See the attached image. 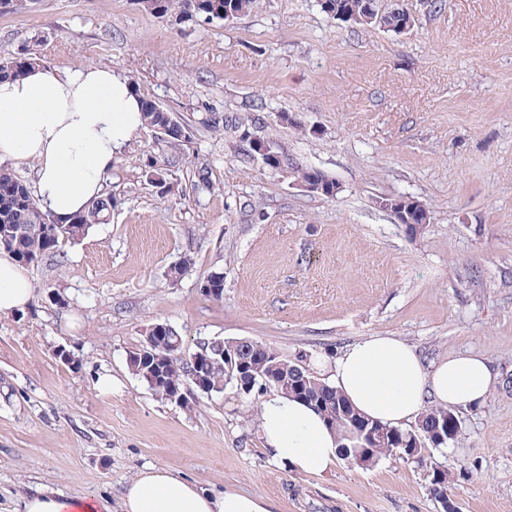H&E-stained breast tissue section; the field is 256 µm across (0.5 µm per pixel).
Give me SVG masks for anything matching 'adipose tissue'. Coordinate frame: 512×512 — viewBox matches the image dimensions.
Listing matches in <instances>:
<instances>
[{"instance_id":"1","label":"adipose tissue","mask_w":512,"mask_h":512,"mask_svg":"<svg viewBox=\"0 0 512 512\" xmlns=\"http://www.w3.org/2000/svg\"><path fill=\"white\" fill-rule=\"evenodd\" d=\"M145 127L141 97L112 68L84 66L61 74L37 66L0 81V162L34 164L35 199L58 223L101 195L114 159ZM33 298L25 270L0 257V317L24 312ZM316 365L328 385L363 415L392 426L418 418L427 400L451 408L480 406L496 376L486 356L463 354L424 366L407 342L371 336ZM260 434L285 468L301 474L333 469L342 440L306 404L282 395L262 401ZM274 512L270 499L206 490L169 467H151L126 487L119 504L66 495L48 485L24 498L22 512Z\"/></svg>"}]
</instances>
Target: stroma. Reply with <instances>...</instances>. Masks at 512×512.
<instances>
[{"instance_id": "stroma-1", "label": "stroma", "mask_w": 512, "mask_h": 512, "mask_svg": "<svg viewBox=\"0 0 512 512\" xmlns=\"http://www.w3.org/2000/svg\"><path fill=\"white\" fill-rule=\"evenodd\" d=\"M380 3L413 27L347 24L317 0H255L233 21L182 25L134 0H20L0 14V57L29 47L60 72L112 67L188 128L176 144L141 132L106 180L110 223L26 265L31 306L0 318V512L39 485L116 503L150 466L275 512H440L437 465L460 512H512V0ZM210 113L264 116L259 133L289 167L203 126ZM296 167L339 192L305 191ZM399 195L429 209L420 234L378 207ZM215 271L217 300L203 291ZM156 323L189 354L251 338L303 365L394 336L427 365L484 353L497 384L457 409L455 441L422 462L300 474L265 448L261 396L229 387L185 408L132 374L127 356Z\"/></svg>"}]
</instances>
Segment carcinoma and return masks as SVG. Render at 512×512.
I'll use <instances>...</instances> for the list:
<instances>
[{"label":"carcinoma","mask_w":512,"mask_h":512,"mask_svg":"<svg viewBox=\"0 0 512 512\" xmlns=\"http://www.w3.org/2000/svg\"><path fill=\"white\" fill-rule=\"evenodd\" d=\"M367 0H323L321 10L326 14L336 12L341 6L351 17V23L362 26H379L387 31L397 32L403 21L402 15H394L386 10H378L370 16L366 10ZM139 7L157 18H173L180 22L202 18L208 22L228 21L247 13L253 0H137ZM42 64L38 53L27 50L16 56L0 59V78L21 77L28 69ZM145 125L162 135L171 126L175 118L171 112L151 99L142 100ZM297 178L309 181L314 178L320 184L316 194L326 198L336 196V181L319 170H299ZM114 197L104 193L92 200L87 208L75 215L68 224H59L52 216L42 211L36 204L27 183L14 175L9 169L0 167V252L6 253L16 261L30 264L41 259L51 249L58 246L61 239L77 242L88 235L96 224H107L112 219ZM154 349L169 355L165 365L166 381L163 385L153 386L155 375L144 360H137L129 369L162 399H168L171 388H184L189 382L190 360L183 357V339L174 330L168 329L162 335L154 336ZM207 355L214 360L211 370L215 393L224 392L231 385L224 372V345L219 342L203 345ZM299 371L304 382L299 391L289 390L288 394H297L300 400L309 403L327 422L344 416L383 433V438L373 444L374 457L380 462L392 457L390 448L394 447L393 437L405 440L409 436H422L426 444L435 448L446 447L454 442L459 421L453 410L443 407L429 408L421 413L409 427H395L374 422L362 416L334 388L322 381L308 366L290 362L282 358L273 348H267L266 362L256 371L257 378L292 376ZM448 429L445 440L431 443L429 434L436 429Z\"/></svg>","instance_id":"cac0c4a2"}]
</instances>
